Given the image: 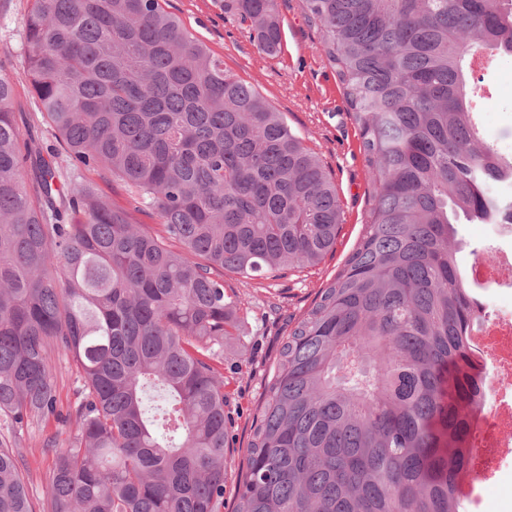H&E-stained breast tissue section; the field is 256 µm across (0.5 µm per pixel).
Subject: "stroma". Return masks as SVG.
Segmentation results:
<instances>
[{
  "label": "stroma",
  "instance_id": "1",
  "mask_svg": "<svg viewBox=\"0 0 512 512\" xmlns=\"http://www.w3.org/2000/svg\"><path fill=\"white\" fill-rule=\"evenodd\" d=\"M32 0H0V71L17 82L15 109L35 111L34 100L22 79L28 46L25 24ZM204 42L225 69L257 89L288 126L314 151L333 178L343 224L333 251L322 263L275 277H228L224 286L237 300L241 330L224 344V412L227 416V457L232 470L243 467L251 435L252 417L262 402L267 376L279 359L282 342L295 320L310 306L316 293L341 268L357 242L372 192L368 169L359 150V131L350 117L343 90L323 51L320 27L308 22L302 0H278L284 43L280 54L260 53L236 22L224 12V0H164ZM488 99L479 101L475 120L500 149L512 147V56L497 60L485 77ZM457 253L460 268L495 247L490 224L460 220ZM69 428L56 421L39 422L10 431L0 420V438L9 437L21 458L35 512H45L53 456L43 446L56 438L66 446Z\"/></svg>",
  "mask_w": 512,
  "mask_h": 512
}]
</instances>
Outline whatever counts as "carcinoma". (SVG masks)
Masks as SVG:
<instances>
[{
    "label": "carcinoma",
    "instance_id": "cac0c4a2",
    "mask_svg": "<svg viewBox=\"0 0 512 512\" xmlns=\"http://www.w3.org/2000/svg\"><path fill=\"white\" fill-rule=\"evenodd\" d=\"M302 2L373 192L269 373L235 512H465L488 397L468 341L482 311L453 244L459 216L512 211L497 191L512 158L473 115L474 60L512 56V0ZM224 12L281 52L277 0ZM26 40L24 78L67 165L30 149L0 76V417L59 418L52 356L69 355L82 385L72 441L46 444L49 512H218L224 338L239 330L224 276L318 265L342 224L336 184L160 0H33ZM91 170L122 180L162 233ZM0 512H34L1 442ZM83 175L85 180L92 181L97 184L100 189L112 199L113 203L132 212L131 217L134 221L138 222L139 224H148L153 228L158 227L155 225L157 222L155 218L150 217L147 213L134 211V202L130 197L129 188L122 181L104 180L94 171H86L83 173Z\"/></svg>",
    "mask_w": 512,
    "mask_h": 512
}]
</instances>
